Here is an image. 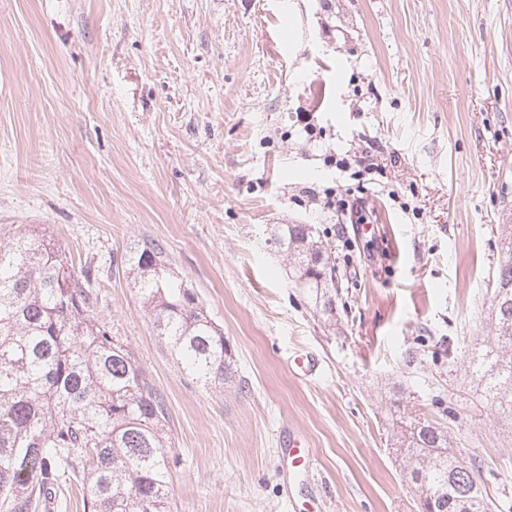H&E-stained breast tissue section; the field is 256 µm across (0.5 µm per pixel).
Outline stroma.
<instances>
[{
  "label": "stroma",
  "mask_w": 512,
  "mask_h": 512,
  "mask_svg": "<svg viewBox=\"0 0 512 512\" xmlns=\"http://www.w3.org/2000/svg\"><path fill=\"white\" fill-rule=\"evenodd\" d=\"M510 222L512 0H0V242L42 225L164 394L172 512H311L317 492L321 512H417L396 386L512 512V425L465 363ZM269 224L335 245V323ZM147 241L222 329L232 378L197 381L156 336L123 264ZM301 351L312 378L288 367ZM291 431L317 470L287 496Z\"/></svg>",
  "instance_id": "35a3bbf8"
}]
</instances>
